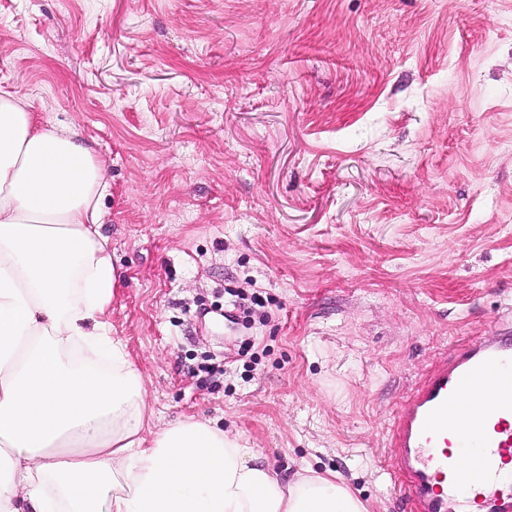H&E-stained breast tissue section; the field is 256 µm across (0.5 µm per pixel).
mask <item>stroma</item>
Segmentation results:
<instances>
[{
    "label": "stroma",
    "instance_id": "obj_1",
    "mask_svg": "<svg viewBox=\"0 0 512 512\" xmlns=\"http://www.w3.org/2000/svg\"><path fill=\"white\" fill-rule=\"evenodd\" d=\"M0 88L104 170L156 426L413 512L396 412L512 322V0H0Z\"/></svg>",
    "mask_w": 512,
    "mask_h": 512
}]
</instances>
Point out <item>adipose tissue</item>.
Returning <instances> with one entry per match:
<instances>
[{"label":"adipose tissue","mask_w":512,"mask_h":512,"mask_svg":"<svg viewBox=\"0 0 512 512\" xmlns=\"http://www.w3.org/2000/svg\"><path fill=\"white\" fill-rule=\"evenodd\" d=\"M109 189L77 129L0 91V512H368L335 476L282 480L210 422L154 427L105 321L122 280Z\"/></svg>","instance_id":"adipose-tissue-1"}]
</instances>
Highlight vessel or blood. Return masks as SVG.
Returning a JSON list of instances; mask_svg holds the SVG:
<instances>
[{
    "label": "vessel or blood",
    "mask_w": 512,
    "mask_h": 512,
    "mask_svg": "<svg viewBox=\"0 0 512 512\" xmlns=\"http://www.w3.org/2000/svg\"><path fill=\"white\" fill-rule=\"evenodd\" d=\"M466 436L474 452L459 469L448 449ZM512 335L472 338L450 349L398 411L389 460L415 512H464L476 496L482 512H512Z\"/></svg>",
    "instance_id": "vessel-or-blood-1"
}]
</instances>
